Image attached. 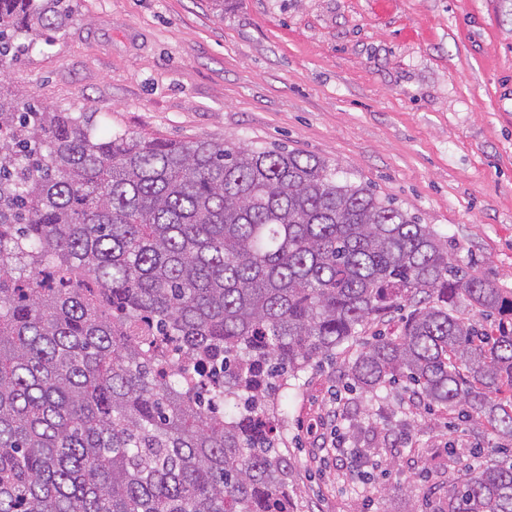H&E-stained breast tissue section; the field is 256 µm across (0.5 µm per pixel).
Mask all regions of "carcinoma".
Segmentation results:
<instances>
[{"instance_id":"obj_1","label":"carcinoma","mask_w":512,"mask_h":512,"mask_svg":"<svg viewBox=\"0 0 512 512\" xmlns=\"http://www.w3.org/2000/svg\"><path fill=\"white\" fill-rule=\"evenodd\" d=\"M71 21L0 0V66ZM95 117L0 89V512H293L280 394L403 301L354 385L406 378L512 441L511 288L326 159ZM448 512H512V463ZM403 304L405 306L402 307L401 310L398 309L392 312L388 317L385 318V322L379 324H368L365 329V333L362 335L363 339H371V337L378 332H381L387 336H395L402 325L403 318L405 319L412 310V308L409 307V304Z\"/></svg>"}]
</instances>
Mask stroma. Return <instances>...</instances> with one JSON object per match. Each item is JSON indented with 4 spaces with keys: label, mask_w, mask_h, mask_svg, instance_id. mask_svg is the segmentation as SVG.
<instances>
[{
    "label": "stroma",
    "mask_w": 512,
    "mask_h": 512,
    "mask_svg": "<svg viewBox=\"0 0 512 512\" xmlns=\"http://www.w3.org/2000/svg\"><path fill=\"white\" fill-rule=\"evenodd\" d=\"M6 89L108 132L300 150L337 164L512 288V0H72ZM355 349L281 400L294 512H446L489 428L408 383L348 392ZM344 448V467L336 450Z\"/></svg>",
    "instance_id": "1"
}]
</instances>
